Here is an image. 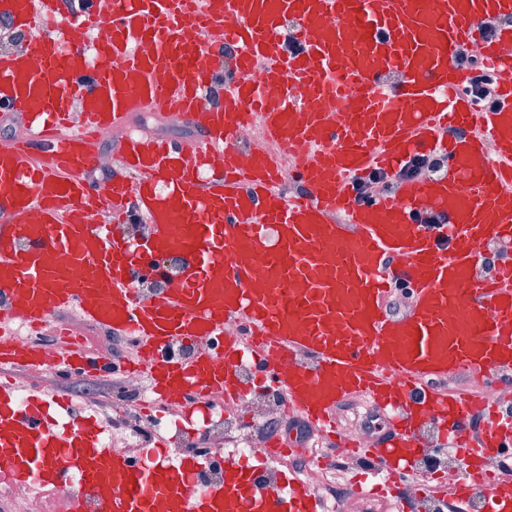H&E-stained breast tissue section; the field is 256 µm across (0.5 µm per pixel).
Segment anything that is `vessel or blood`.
Segmentation results:
<instances>
[{
	"label": "vessel or blood",
	"instance_id": "1",
	"mask_svg": "<svg viewBox=\"0 0 512 512\" xmlns=\"http://www.w3.org/2000/svg\"><path fill=\"white\" fill-rule=\"evenodd\" d=\"M84 16L82 42L56 0H0L27 36L0 53V107L29 128L0 155V479L57 494L58 512H325L285 471L229 459L204 486L193 456L139 459L68 399H19L12 370L50 369L142 378L189 414L273 388L324 458L353 451L384 473L389 500L452 444L465 463L453 499L512 512V0H87ZM462 45L499 73L495 108L465 93ZM141 111L179 113L194 139L129 134L109 179L90 182V130ZM253 119L300 159L243 154ZM431 151L442 176L357 200L354 179ZM423 209L446 223H413ZM118 223L149 234L116 236ZM397 285L411 304L395 314ZM67 312L131 339L135 357L35 340ZM456 372L483 376L481 393L448 389ZM356 398L387 417L381 435L340 427ZM262 445L306 452L288 433ZM76 474L84 492L66 496Z\"/></svg>",
	"mask_w": 512,
	"mask_h": 512
}]
</instances>
